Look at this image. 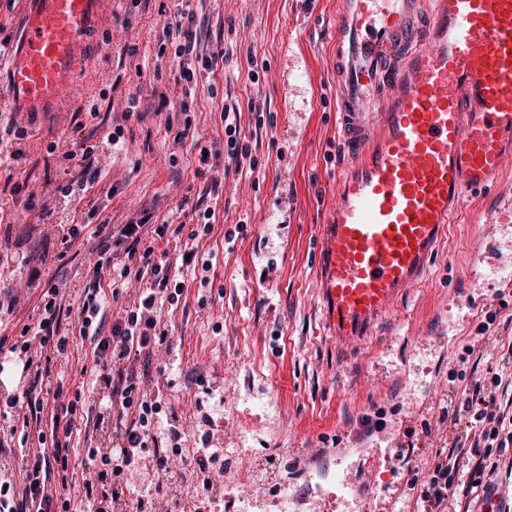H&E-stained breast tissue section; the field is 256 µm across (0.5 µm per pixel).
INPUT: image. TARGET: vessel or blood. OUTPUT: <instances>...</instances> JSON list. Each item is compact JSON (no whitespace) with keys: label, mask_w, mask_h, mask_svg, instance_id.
Listing matches in <instances>:
<instances>
[{"label":"vessel or blood","mask_w":512,"mask_h":512,"mask_svg":"<svg viewBox=\"0 0 512 512\" xmlns=\"http://www.w3.org/2000/svg\"><path fill=\"white\" fill-rule=\"evenodd\" d=\"M426 24L416 25L420 6ZM112 0H27L0 109L63 112ZM338 130L350 150L315 256L322 329L372 335L418 287L469 198L512 163V0H339Z\"/></svg>","instance_id":"b4317fda"}]
</instances>
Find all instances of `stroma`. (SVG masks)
Masks as SVG:
<instances>
[{
	"label": "stroma",
	"mask_w": 512,
	"mask_h": 512,
	"mask_svg": "<svg viewBox=\"0 0 512 512\" xmlns=\"http://www.w3.org/2000/svg\"><path fill=\"white\" fill-rule=\"evenodd\" d=\"M114 0L92 32L82 90L70 111L40 112L29 123L25 155L12 172L0 171V235L15 256L0 272L9 284L44 269L68 289L82 287L97 238L81 237L59 258V239L44 240L40 226L124 224L151 214L154 223L189 221L196 205L215 210L214 231L200 244L209 254L215 286L224 290L207 308L197 304L198 281L189 268L186 290L171 318L167 362L178 379L162 393L194 448L210 432L224 450V479H254L261 495L241 506L225 493L223 512H278L279 485L288 482V512H337L339 481L357 484L367 512H417L420 488L444 463L457 432L448 419L476 375L495 369L512 375V286L488 268L512 271L489 219L493 197L470 199L460 223L433 260L423 284L403 297L394 315L362 345L344 348L324 336L316 297L315 240L333 181L346 154L340 144L333 85L330 29L336 0ZM195 15L201 45L221 52L213 71L197 74L189 104L193 139L175 142L158 113L159 93L172 92L193 56L159 53L164 15ZM298 56L287 89L274 72L284 51ZM258 81H251V70ZM138 116L123 119L129 95ZM241 110L240 125L257 161L254 171L225 174L221 121L225 99ZM97 107L124 124L120 147L103 151L93 188L72 197L77 160L50 152L75 136L74 114ZM265 114L256 128L254 110ZM210 151L199 160V145ZM19 183L7 192V180ZM287 201H280V192ZM43 209L30 216L27 201ZM246 222L247 234L224 233ZM496 313L485 325L487 313ZM210 422H203L202 414ZM307 448H346L301 471ZM489 490H478L473 512L496 503L512 512V447L493 451Z\"/></svg>",
	"instance_id": "35a3bbf8"
}]
</instances>
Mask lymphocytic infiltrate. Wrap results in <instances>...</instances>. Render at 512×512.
Returning a JSON list of instances; mask_svg holds the SVG:
<instances>
[{
    "label": "lymphocytic infiltrate",
    "instance_id": "f902f5d3",
    "mask_svg": "<svg viewBox=\"0 0 512 512\" xmlns=\"http://www.w3.org/2000/svg\"><path fill=\"white\" fill-rule=\"evenodd\" d=\"M184 17L180 11L165 19L162 41L174 45L176 55L196 56L197 68H181L176 78L188 94L196 70L212 71L218 55L198 53L196 36L185 27ZM83 128V123L75 124L80 138L64 154L65 159H78L81 169L75 183L82 190L100 176L102 148L117 145L123 136L118 125L91 143L82 137ZM213 216V210L204 209L189 227L153 224L145 217L117 225L100 244L79 305L67 303L66 290L50 284L15 339L0 338V379L16 384L14 393L0 401V512H70L75 500L81 503L79 512H123L128 474L147 468L155 479L144 485L143 493L151 498L159 492L160 480L180 447V433L169 421L163 395L149 393L143 379L154 373L165 385L175 382L174 368L156 359L183 295L179 279L172 276L167 245L183 236L191 241L208 236L214 230ZM117 250L124 251L127 264L113 263ZM133 280L140 284L137 300L108 319L110 298L119 297L121 287ZM81 339L93 347L88 380L70 383L54 377V388L40 390V380L68 359ZM502 384V376L492 373L489 382H476L453 410L452 423L464 424L471 440L449 448L447 462L421 491L420 512H439L449 490L458 487L462 457L480 459L467 486L460 487L467 496L482 483V461L490 449L512 447V414L488 395ZM90 393L109 406L122 441L112 448L91 446L77 452L71 443L80 437ZM185 468L204 489L200 507L222 500L213 475L224 469V451L214 446L209 434H201Z\"/></svg>",
    "mask_w": 512,
    "mask_h": 512
}]
</instances>
